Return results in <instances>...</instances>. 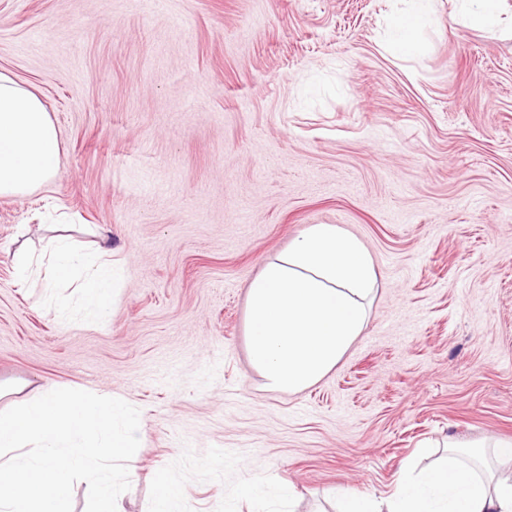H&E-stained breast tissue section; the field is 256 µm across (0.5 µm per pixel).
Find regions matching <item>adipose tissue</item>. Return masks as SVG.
Wrapping results in <instances>:
<instances>
[{"label":"adipose tissue","instance_id":"obj_1","mask_svg":"<svg viewBox=\"0 0 512 512\" xmlns=\"http://www.w3.org/2000/svg\"><path fill=\"white\" fill-rule=\"evenodd\" d=\"M387 32L400 55L422 52L421 31L435 17L436 0H403ZM60 154L55 124L40 98L0 74V198L21 197L46 184ZM50 262L27 253L19 277L55 298L77 283L85 320L111 312L116 269L107 249L85 250L65 237L51 241ZM377 285L373 260L361 241L335 224H314L288 250L269 260L249 284L246 336L251 364L269 386L299 391L322 378L359 335L365 300ZM339 512H512V481L489 480L456 458L421 480L398 477L393 491L370 499L345 496Z\"/></svg>","mask_w":512,"mask_h":512}]
</instances>
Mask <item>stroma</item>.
Segmentation results:
<instances>
[{"label": "stroma", "mask_w": 512, "mask_h": 512, "mask_svg": "<svg viewBox=\"0 0 512 512\" xmlns=\"http://www.w3.org/2000/svg\"><path fill=\"white\" fill-rule=\"evenodd\" d=\"M384 51L387 0H0V74L60 137L53 180L0 199V410L74 388L140 412L129 512L159 480L189 512L378 498L454 437L490 468L512 438V0L491 29ZM313 224L358 237L377 288L336 366L267 386L247 291ZM110 248L112 314L84 324L20 284L14 255ZM231 449L232 468L215 460Z\"/></svg>", "instance_id": "stroma-1"}]
</instances>
